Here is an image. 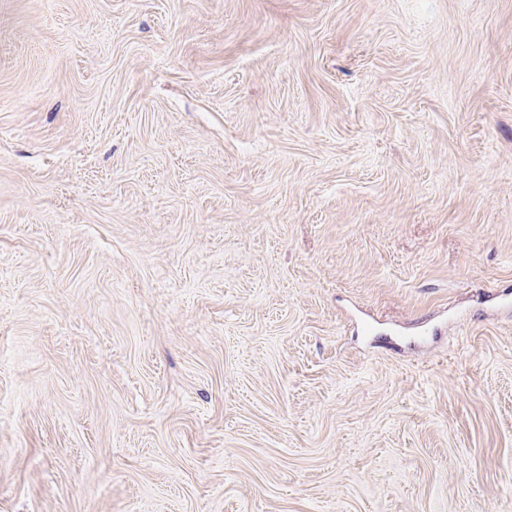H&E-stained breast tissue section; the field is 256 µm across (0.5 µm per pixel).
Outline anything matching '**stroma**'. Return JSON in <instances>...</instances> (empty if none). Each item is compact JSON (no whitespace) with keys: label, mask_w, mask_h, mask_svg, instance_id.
Listing matches in <instances>:
<instances>
[{"label":"stroma","mask_w":512,"mask_h":512,"mask_svg":"<svg viewBox=\"0 0 512 512\" xmlns=\"http://www.w3.org/2000/svg\"><path fill=\"white\" fill-rule=\"evenodd\" d=\"M0 512H512V0H0Z\"/></svg>","instance_id":"obj_1"}]
</instances>
